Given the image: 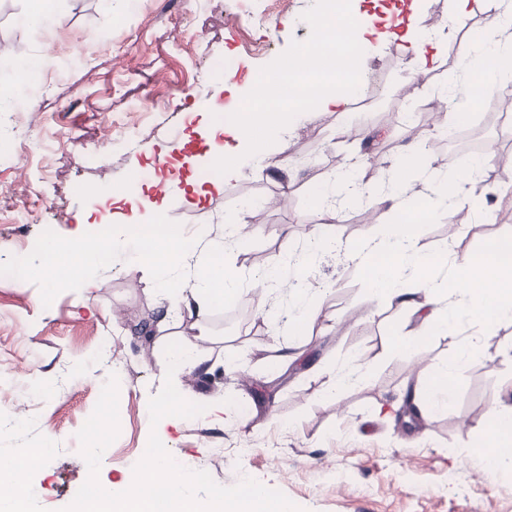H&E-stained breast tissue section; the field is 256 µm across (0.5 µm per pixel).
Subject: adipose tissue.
<instances>
[{
  "label": "adipose tissue",
  "instance_id": "1",
  "mask_svg": "<svg viewBox=\"0 0 512 512\" xmlns=\"http://www.w3.org/2000/svg\"><path fill=\"white\" fill-rule=\"evenodd\" d=\"M495 12L484 28L468 38V50L458 68L462 77L456 88L460 109H468L480 99L494 96L503 80L512 79V0H485ZM347 27L350 38L341 49L352 61L351 68L336 72V89L317 98L318 107L347 114L350 110L351 89L362 85V65L374 49L371 40L375 34L373 15L352 13ZM404 52V66L412 74H427L437 69L446 54L442 37L433 35L419 22H411L399 34ZM423 139L403 145L397 155L388 181L364 183L352 179L357 170L354 162H344L341 172L329 186L318 193L319 200L338 204H391L401 214L395 224L380 225L366 241L353 248L349 258L366 274L370 284V302H384L400 308L421 309L424 303L447 301L445 312H430L422 319L417 336L399 338L394 347L404 356L421 354L428 337L454 330L461 320L478 323L484 330H492L504 322H512V234L488 238L478 255L466 254L455 260L452 278L442 277L441 257L423 250L416 233L419 216H432L439 208L456 201L463 180H475L485 170L484 161L458 162L448 160L434 164L424 150ZM143 224L123 225L122 239H114L112 229H105L104 240L98 244L81 245L77 263H70L64 244L46 239L37 255L17 259L19 279H27L33 269H41L48 284L71 279H82L84 288H91L85 279L86 270L102 266L103 262L117 263L124 257V242L137 241ZM328 235L324 225H316L310 247L297 257L293 276L282 273L283 261L277 260L259 274L260 286L254 294L258 301H266L276 291L291 292L297 302V311L288 319L293 334H300L315 317L314 303L322 296V289L313 287L308 270L316 255L324 250ZM250 238L242 224H234L229 239H212L202 244L201 257L196 265L191 291L224 305L240 297L241 270L232 261L233 245L245 244ZM187 240L182 226L163 225L160 233L148 239L138 251V261L147 268L169 269L187 262L184 252ZM465 357L450 362L428 365L423 373L421 387L424 397L418 400L420 410L447 406L456 382L465 366ZM486 439L481 455L492 466L512 468V407L492 408L484 426ZM52 442L23 448L9 458L0 459V512H33L28 494V481L35 460L46 458Z\"/></svg>",
  "mask_w": 512,
  "mask_h": 512
}]
</instances>
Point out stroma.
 Returning <instances> with one entry per match:
<instances>
[{
	"instance_id": "35a3bbf8",
	"label": "stroma",
	"mask_w": 512,
	"mask_h": 512,
	"mask_svg": "<svg viewBox=\"0 0 512 512\" xmlns=\"http://www.w3.org/2000/svg\"><path fill=\"white\" fill-rule=\"evenodd\" d=\"M313 3L259 0L277 25L271 32L247 21L238 0H223L219 9L204 0H55L43 29L27 22L35 0H0V42L13 46L0 54V87L25 69L49 86L32 99L47 148L31 161L14 158L11 149L27 131L20 116L0 112V321L10 327L0 335V413L24 416L23 425L0 427V457L54 438V451L31 475L36 512H61L86 481L76 434L113 374L120 429L101 461L102 487L132 475L154 431L185 468L207 471L223 486L256 479L303 512H512V478L487 469L474 450L489 408L512 405V324L486 338L468 322L429 337L427 360L446 362L468 348L473 354L447 407L414 418L403 397L420 367L392 343L417 335L422 315L368 303L365 275L347 251L371 228L361 224L358 208L316 199L344 158L367 156L378 174L390 169L406 142L404 127L418 125L422 107L437 102L466 50L467 30L488 24L489 11L476 8L460 29L450 21L448 0H422L418 18L427 28L445 25L448 56L420 80L405 69L399 42L376 40L364 76L370 104L353 110L350 136L337 137L339 116L318 108L282 131L288 149L279 164L244 161L210 196L195 195L189 185L207 180L202 168L169 176L163 196L152 178H132L165 153L173 134L190 141L198 156L229 143L214 129L218 102L236 97L291 41L309 38L301 15ZM94 34L106 35L110 45L80 66L50 71L55 44L80 46ZM228 55L245 66L246 78L213 77ZM108 119L118 127L110 138L103 134ZM469 128L473 141L492 146L499 158L512 155V137L499 135L485 105L471 109ZM317 141L320 151L306 156ZM38 179L49 188L46 204L29 223H15L27 187ZM128 183L135 186L130 200L109 205L84 194ZM143 203L162 206L167 223L184 225L194 238L237 220L250 224L251 239L232 253L248 280L275 257L299 253L313 225L330 220L336 248L312 272L326 290L314 320L294 336L286 304L275 328L256 306L244 317L213 306L202 318H171L159 288L165 280L190 279L188 265L149 270L130 258L91 270L93 292L79 283L60 285L46 300L41 271L22 283L15 279V261L34 254L45 237L70 240L116 212L140 220ZM510 232L512 190L503 191L490 169L481 184L463 183L456 203L422 223L420 243L452 259ZM102 335L112 340L113 361L97 352ZM173 338L197 349L196 362L175 372L174 383L206 410L154 427L147 403L163 387L164 348ZM350 361L367 368L368 378L333 391L337 372ZM245 442L255 449L242 457L237 449Z\"/></svg>"
}]
</instances>
